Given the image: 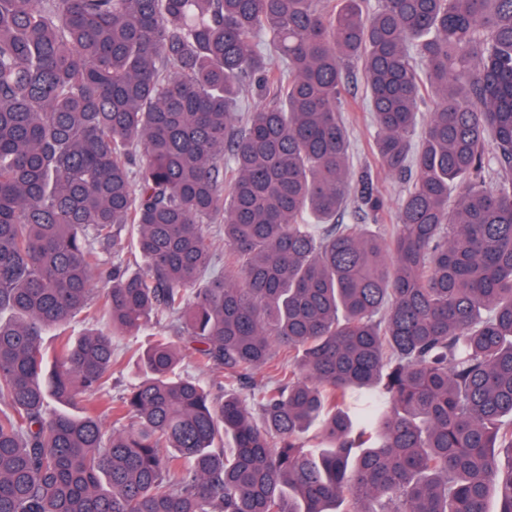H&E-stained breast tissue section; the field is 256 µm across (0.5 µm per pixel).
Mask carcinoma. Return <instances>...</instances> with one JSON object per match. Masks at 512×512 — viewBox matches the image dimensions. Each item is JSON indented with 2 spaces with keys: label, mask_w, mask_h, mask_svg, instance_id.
Returning a JSON list of instances; mask_svg holds the SVG:
<instances>
[{
  "label": "carcinoma",
  "mask_w": 512,
  "mask_h": 512,
  "mask_svg": "<svg viewBox=\"0 0 512 512\" xmlns=\"http://www.w3.org/2000/svg\"><path fill=\"white\" fill-rule=\"evenodd\" d=\"M354 64L382 168L413 171L388 227L336 223ZM159 315L224 394L157 331L112 398L114 339ZM492 496L512 512V0H0V512Z\"/></svg>",
  "instance_id": "cac0c4a2"
}]
</instances>
